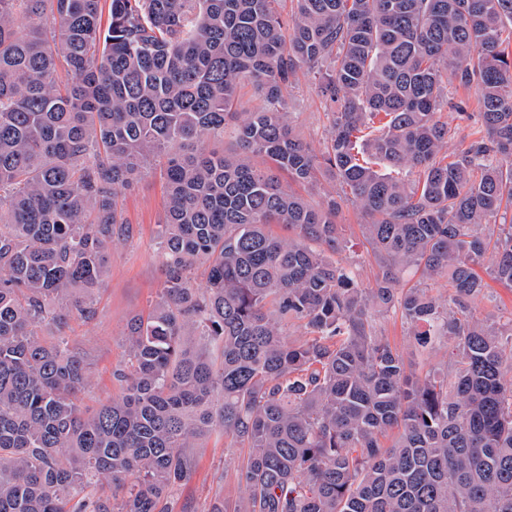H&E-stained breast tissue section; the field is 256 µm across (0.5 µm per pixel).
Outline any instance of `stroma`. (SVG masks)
<instances>
[{
    "instance_id": "obj_1",
    "label": "stroma",
    "mask_w": 512,
    "mask_h": 512,
    "mask_svg": "<svg viewBox=\"0 0 512 512\" xmlns=\"http://www.w3.org/2000/svg\"><path fill=\"white\" fill-rule=\"evenodd\" d=\"M448 92L455 105L440 113L449 129L448 143L442 153L452 158L475 139L481 117L474 90L460 86L452 77L448 80ZM284 95L295 131L312 149L322 150L334 104L322 95L312 76L304 74L298 75ZM120 202L133 232L115 241L108 251V276L104 285L93 293V316L72 318L62 329L89 367V382L80 396L86 409L97 408L121 394L122 388L112 372L125 358L127 322L133 315L148 311L163 281L158 224L166 197L159 169L145 171L138 183L123 191ZM336 222L344 241L338 260L352 266L362 287H369L376 265L364 236L365 217L353 207L345 206L338 212ZM376 326L391 344L411 357L418 373L440 367L452 355L453 345L446 341L427 354H416L400 315L378 317ZM240 454V449L230 447L222 435L213 434L204 439L197 467L179 493L180 506L187 512H208L216 497L235 498L233 464Z\"/></svg>"
}]
</instances>
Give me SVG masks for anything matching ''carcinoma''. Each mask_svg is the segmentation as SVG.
<instances>
[{
	"label": "carcinoma",
	"instance_id": "cac0c4a2",
	"mask_svg": "<svg viewBox=\"0 0 512 512\" xmlns=\"http://www.w3.org/2000/svg\"><path fill=\"white\" fill-rule=\"evenodd\" d=\"M281 2L110 0L104 28L101 0H0V512H173L216 431L249 454L210 512H512V315L472 314L486 255L512 288V223L492 222L512 209V0ZM302 66L338 105L318 153L283 95ZM450 71L482 130L445 162ZM156 155L164 281L127 323L121 396L84 410L86 361L54 330L92 316L131 232L118 195ZM324 177L321 207L293 189ZM348 204L369 288L331 259ZM391 310L451 362L412 371L376 332ZM96 478L120 508L82 496Z\"/></svg>",
	"mask_w": 512,
	"mask_h": 512
}]
</instances>
